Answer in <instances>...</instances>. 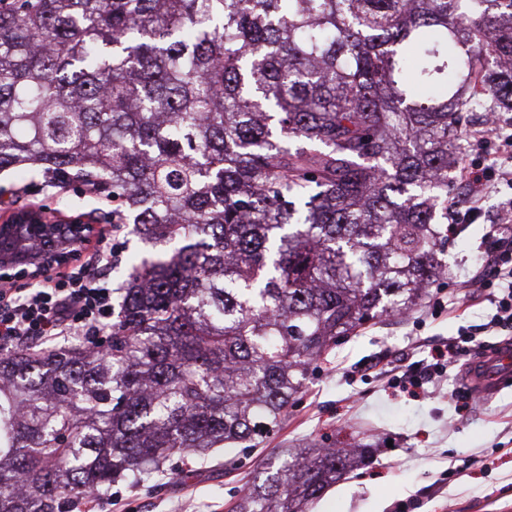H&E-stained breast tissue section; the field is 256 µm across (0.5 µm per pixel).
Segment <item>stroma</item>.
I'll list each match as a JSON object with an SVG mask.
<instances>
[{"label":"stroma","instance_id":"1","mask_svg":"<svg viewBox=\"0 0 512 512\" xmlns=\"http://www.w3.org/2000/svg\"><path fill=\"white\" fill-rule=\"evenodd\" d=\"M510 197L506 186L489 195L481 217L451 237L443 255L448 273L421 307L340 340L275 431L217 450L204 468L194 457H176L163 480L115 482L101 489L100 512H229L262 459L311 442L353 441L370 444L368 458L309 512H512V388L469 405L461 366L422 387L391 384L380 373L405 354L430 359L459 329L485 323L490 304L465 301L464 284ZM29 207L85 219L100 204L82 189L49 186L38 172L0 171V216ZM452 299L460 302L453 310Z\"/></svg>","mask_w":512,"mask_h":512}]
</instances>
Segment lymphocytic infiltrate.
<instances>
[{
  "mask_svg": "<svg viewBox=\"0 0 512 512\" xmlns=\"http://www.w3.org/2000/svg\"><path fill=\"white\" fill-rule=\"evenodd\" d=\"M502 164L494 169L466 166L461 176L471 188L472 206L467 214H450L451 225L470 224L478 217L485 197L500 186L512 187V133L495 125ZM487 237L492 242L494 278L475 271L468 287L482 292L494 307L487 326L512 330V202L502 206L497 222ZM76 266L49 273L41 271L31 287H18L14 281L0 279V347L22 339L54 341L60 338L88 339L103 335L112 326V290L104 278L87 275L89 266L109 265L112 237L99 232L93 248L77 243L72 248Z\"/></svg>",
  "mask_w": 512,
  "mask_h": 512,
  "instance_id": "f902f5d3",
  "label": "lymphocytic infiltrate"
}]
</instances>
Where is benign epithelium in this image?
Segmentation results:
<instances>
[{
  "label": "benign epithelium",
  "instance_id": "benign-epithelium-1",
  "mask_svg": "<svg viewBox=\"0 0 512 512\" xmlns=\"http://www.w3.org/2000/svg\"><path fill=\"white\" fill-rule=\"evenodd\" d=\"M94 225L82 221L50 222L32 209L12 214V220L0 224V277L30 278L37 270L63 267L72 258V245L91 236ZM37 238L42 248L32 251L29 240Z\"/></svg>",
  "mask_w": 512,
  "mask_h": 512
}]
</instances>
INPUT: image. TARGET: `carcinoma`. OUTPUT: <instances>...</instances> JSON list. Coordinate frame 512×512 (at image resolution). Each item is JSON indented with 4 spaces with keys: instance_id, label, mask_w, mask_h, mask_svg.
Listing matches in <instances>:
<instances>
[{
    "instance_id": "1",
    "label": "carcinoma",
    "mask_w": 512,
    "mask_h": 512,
    "mask_svg": "<svg viewBox=\"0 0 512 512\" xmlns=\"http://www.w3.org/2000/svg\"><path fill=\"white\" fill-rule=\"evenodd\" d=\"M465 112H512V0H0V170L156 247L105 348L0 353V512L251 441L338 338L419 305ZM366 448L279 457L232 512H305Z\"/></svg>"
}]
</instances>
